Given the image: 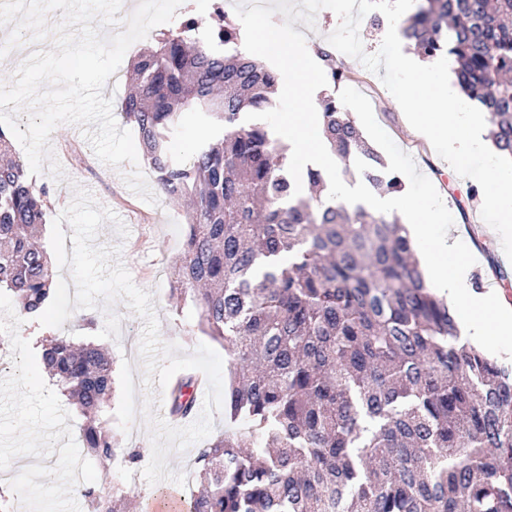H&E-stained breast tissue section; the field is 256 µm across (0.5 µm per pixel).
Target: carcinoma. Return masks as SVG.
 <instances>
[{
	"instance_id": "carcinoma-1",
	"label": "carcinoma",
	"mask_w": 512,
	"mask_h": 512,
	"mask_svg": "<svg viewBox=\"0 0 512 512\" xmlns=\"http://www.w3.org/2000/svg\"><path fill=\"white\" fill-rule=\"evenodd\" d=\"M164 33L134 60L121 117L168 197H190L171 290L197 311L198 330L224 347L226 431L197 449L201 483L187 512H512V365L460 342L451 305L427 285L407 228L362 206L295 194L288 146L262 124L277 72L246 53L224 55L240 31L216 7L204 38ZM404 36L420 54L455 58L454 81L488 115L490 135L512 154V0H423ZM327 82L353 79L331 46L318 44ZM320 136L343 161L362 155V176L388 193L385 171L336 98L321 102ZM223 128L190 159L169 153L183 113ZM46 188L28 184L0 130V286L38 319L55 272L34 240L46 223ZM43 361L84 419V445L101 460L141 463L148 449L103 429L113 360L93 343L58 336ZM179 379L170 412L194 401ZM77 493L92 512V488Z\"/></svg>"
}]
</instances>
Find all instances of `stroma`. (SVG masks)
Listing matches in <instances>:
<instances>
[{
	"label": "stroma",
	"mask_w": 512,
	"mask_h": 512,
	"mask_svg": "<svg viewBox=\"0 0 512 512\" xmlns=\"http://www.w3.org/2000/svg\"><path fill=\"white\" fill-rule=\"evenodd\" d=\"M215 1L218 0H184L179 19L154 27L147 38L135 42L126 52L116 73L108 79L103 90L104 97L110 98L113 106H120L127 92L133 58L153 48L161 34L178 32L183 17L211 15ZM342 62L355 73L356 79L352 86L368 98L378 124L402 151L413 158L418 170L435 186L454 218L455 235L460 236L470 251L479 256L475 272H484L489 266L498 268L500 277L496 279L495 285L502 288L508 300L512 301V262L504 260L500 243L484 233L482 202L468 198L473 179L460 177L435 152L429 141L410 130L401 108L393 103L391 93L378 75L367 70L353 57H343ZM221 134L220 128L205 124L196 113L189 112L184 114L170 142V150L175 156L184 159L203 143L219 139ZM50 144L63 170V180H55L46 172L27 177L33 186L48 188L49 218L58 217L70 205L79 188L91 193L99 206L113 211L118 220L114 223L104 222L96 236V245L119 249V259L130 272L134 284L152 294L161 341L177 343L183 353L193 352L205 341L197 327L195 310L188 304L175 306L170 299L169 268L182 249L184 202L159 193L155 175L144 161L140 162L139 167L150 191L156 194V201L152 204L142 200L125 184L123 176L131 170L129 163H122L118 168L98 160L89 168L72 165L67 156L69 148H77L88 156L93 153L79 126H57L50 136ZM120 223L127 228V236L118 234L116 226ZM113 311L121 319L122 336L104 342L112 353L115 367V391L104 427L126 443L147 447L151 444L149 425L140 411L146 397L141 385L144 369L139 356L144 322L130 311L124 301H116ZM86 316L94 318L97 328H104L106 314L98 307L87 311L75 310L59 329L44 327L27 319L20 325L18 333L29 340L35 349L39 348L43 338L58 334L71 337L77 342L89 340L93 333L82 325V319ZM94 466L97 472L95 488L106 497L125 495L131 501L133 512H145L149 498L172 486L168 480L148 483L141 468L128 467L119 458L107 462L98 460Z\"/></svg>",
	"instance_id": "35a3bbf8"
}]
</instances>
